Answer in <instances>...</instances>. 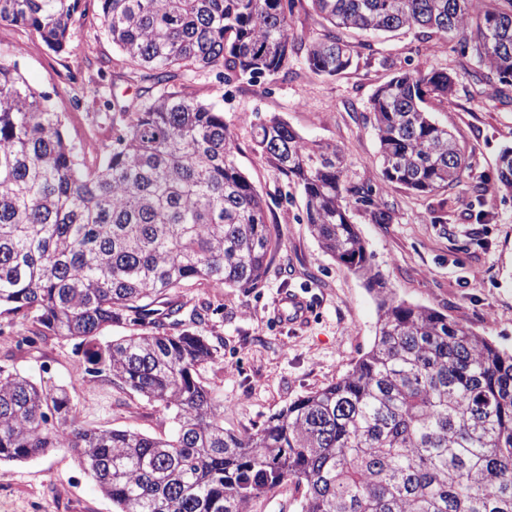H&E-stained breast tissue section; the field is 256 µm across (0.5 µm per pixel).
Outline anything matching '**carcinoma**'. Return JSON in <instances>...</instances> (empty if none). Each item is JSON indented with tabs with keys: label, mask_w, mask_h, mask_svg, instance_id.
Instances as JSON below:
<instances>
[{
	"label": "carcinoma",
	"mask_w": 512,
	"mask_h": 512,
	"mask_svg": "<svg viewBox=\"0 0 512 512\" xmlns=\"http://www.w3.org/2000/svg\"><path fill=\"white\" fill-rule=\"evenodd\" d=\"M122 61L149 70L128 115L91 170L50 97L0 57V306L37 337L79 338L88 372L171 413L173 432L79 427L53 391L0 366V462L74 449L115 512H249L288 484L299 512H512V350L427 306L396 300L350 221L351 203L393 220L372 187L352 184L336 146L307 140L273 116L254 142L300 187L323 253L359 272L380 297L370 349L344 375L293 401L257 430H224L198 370L217 349L167 330L182 306L165 299L187 280L251 290L277 248L268 206L234 161L223 112L168 84L182 71L274 78L304 52L314 73L349 70L345 30L420 31L455 42L500 99L512 90V0H311L327 23L291 40L297 0H98ZM81 0H0V21L66 50ZM455 82L445 70L398 68L367 109L383 181L417 194L457 183L468 163L425 104ZM512 196V144L473 192ZM131 317L142 332L100 341Z\"/></svg>",
	"instance_id": "carcinoma-1"
}]
</instances>
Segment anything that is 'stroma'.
Instances as JSON below:
<instances>
[{
  "label": "stroma",
  "instance_id": "obj_1",
  "mask_svg": "<svg viewBox=\"0 0 512 512\" xmlns=\"http://www.w3.org/2000/svg\"><path fill=\"white\" fill-rule=\"evenodd\" d=\"M69 51L57 54L28 30L0 24V56L17 61L27 82L46 92L65 117V132L94 163L103 143L121 125L108 110L113 92L135 94L132 83L115 81L120 54L101 23L95 0H83ZM348 41L366 38L351 33ZM373 54H361L344 74L327 79L295 57L287 75L254 80L219 77L199 69L178 77L186 94L224 113L237 149L234 160L272 208L269 223L278 241L262 287L242 291L195 281L168 298L193 308L207 303L204 322L192 329L217 346L220 358L202 367L200 382L224 409V428L255 430L293 400L345 374L368 351L378 329L376 298L364 279L324 254L307 224L299 187L287 184L256 151L254 125L277 116L302 137L336 145L350 182L378 187L393 214L373 223L369 208L352 205L350 217L371 261L396 298L437 309L451 319L512 349V198L472 186L492 176L502 145L512 143V101L499 100L476 83L468 61L449 41L431 38L413 55V33L373 35ZM388 65H381V58ZM443 69L456 92L429 101L434 118L456 136L471 167L447 190L418 195L384 183L378 141L367 103L389 81L394 66ZM307 303L305 321L294 324L279 307L287 294ZM84 347L76 339L31 338L30 325L0 309V366L32 378L46 389L66 387L80 427L168 435L171 415L157 402L123 391L85 371ZM0 512H115L81 467L75 450L56 448L23 462L0 464Z\"/></svg>",
  "mask_w": 512,
  "mask_h": 512
}]
</instances>
